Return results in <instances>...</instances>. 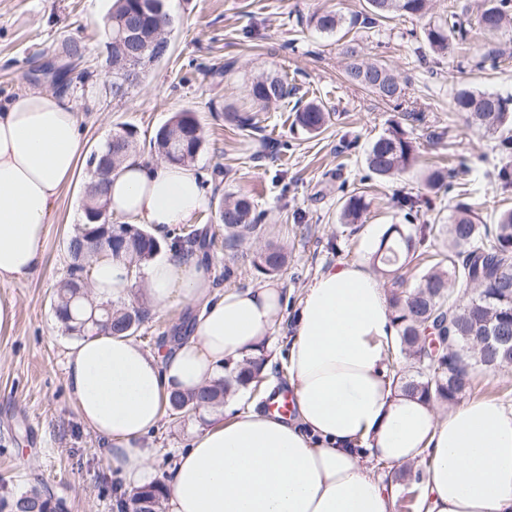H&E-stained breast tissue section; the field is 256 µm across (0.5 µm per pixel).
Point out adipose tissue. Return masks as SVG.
<instances>
[{
	"label": "adipose tissue",
	"mask_w": 512,
	"mask_h": 512,
	"mask_svg": "<svg viewBox=\"0 0 512 512\" xmlns=\"http://www.w3.org/2000/svg\"><path fill=\"white\" fill-rule=\"evenodd\" d=\"M72 101L29 90L0 98V281L19 282L43 260L48 226L79 170ZM113 213L156 233L186 224L210 193L192 166L130 157L111 174ZM135 269L102 258L97 298L127 294ZM150 305L178 297L199 307L186 341L150 352L125 336L78 341L65 363L81 422L101 441L125 489L154 480L152 431L172 394L219 379L225 363L270 348L284 294L275 282L216 293L199 255L171 252L147 270ZM397 329L381 281L362 262L323 270L297 312L288 354L295 415L210 411L165 483L167 512H394L396 482L367 459L400 466L428 458L421 512H512V411L475 400L436 413L394 390L388 349Z\"/></svg>",
	"instance_id": "1"
}]
</instances>
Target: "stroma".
Wrapping results in <instances>:
<instances>
[{
	"mask_svg": "<svg viewBox=\"0 0 512 512\" xmlns=\"http://www.w3.org/2000/svg\"><path fill=\"white\" fill-rule=\"evenodd\" d=\"M461 2L433 0L426 19L402 17L377 32L356 27L327 35L307 27L306 18L331 10L348 19L361 11L364 0H166L174 19L167 56L116 99L106 74L105 22L112 0H0V97L30 90L27 73L37 54L74 37L85 46L84 66L90 73L86 80H74L71 96L82 156L98 149L119 126H130L137 139L147 140L176 113H195L206 137L195 164L212 199L245 195L264 213L260 236L232 252L224 248V227L214 207L194 217L193 226L208 227L215 235L208 265L216 291L264 282L252 260L267 244L288 254L278 277L287 303L273 339L275 355L250 396L260 408L269 390L288 386L284 356L295 313L319 272L370 259L384 231L405 223L397 204L403 194L418 196L419 223L448 219L458 191L428 188L423 166L465 160L472 169V191L486 201L480 212L484 223H494L497 209L512 204V186L502 187L493 178L503 164L498 134L467 124L465 114L453 109V96L464 86L512 95V32L492 36L477 28L474 7L480 0H469L474 27L466 51L454 48L437 57L418 36L425 21L439 20ZM351 45L361 59L393 70L404 88V108L346 81L345 50ZM491 51L500 56L497 67L476 69L475 60ZM262 72L287 75L296 97L259 111V132L233 129L224 120L225 105L249 110L246 86ZM300 99L321 101L334 112L323 134L306 135L292 123ZM408 108L425 115L413 130L423 146L420 167L388 180L367 179L366 149L390 123L402 121ZM263 135L287 142V151L262 148ZM89 180V171H82L63 189L39 271L19 283L0 282V297L15 304L13 326L0 328V495L39 485L64 502V512H117L115 498L123 480L76 414L64 366L77 338L57 321L52 305L57 284L69 273L66 241L84 221L81 201ZM360 191L370 202L367 213L357 225L342 223L345 199ZM228 264L236 273L221 279ZM190 314V305L172 301L150 313L134 339L156 350L165 335L187 324ZM205 423L200 412L161 419L150 463L156 480L168 478L191 432Z\"/></svg>",
	"mask_w": 512,
	"mask_h": 512,
	"instance_id": "stroma-1",
	"label": "stroma"
}]
</instances>
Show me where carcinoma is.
<instances>
[{
	"label": "carcinoma",
	"mask_w": 512,
	"mask_h": 512,
	"mask_svg": "<svg viewBox=\"0 0 512 512\" xmlns=\"http://www.w3.org/2000/svg\"><path fill=\"white\" fill-rule=\"evenodd\" d=\"M431 0H365L361 18L374 28L397 17H424ZM131 13L143 16L142 34L147 48L136 62L133 79L126 83L112 74V96L123 97L141 81V75L168 53L172 19L164 9V0H113L107 19L106 49L114 61L129 55L126 43L116 40L121 22ZM464 13L453 11L449 18L428 25L422 38L435 54H445L451 42L463 48L470 29L464 25ZM316 30L332 34L343 25V18L332 11L317 12L308 19ZM480 28L496 35L512 26V0H484L478 19ZM84 47L74 38L43 55L84 62ZM352 62L347 66L348 81L382 100L400 107L403 88L393 71L384 64L364 63L355 47L347 50ZM288 83L274 74L260 75L248 86V95L260 110L288 98ZM458 112L467 114L473 124L489 133H501L500 152L505 159L497 179L512 186V135L505 133L512 124V98H503L471 87L460 88L454 98ZM333 113L319 101L308 102L295 113V124L308 134L318 135L331 123ZM224 120L239 131L257 128L256 115L233 108L224 110ZM205 146L203 127L190 111L174 115L149 141L141 144L136 132L125 125L117 128L105 143L88 158L91 174L86 186L83 213H98L102 220L78 225L67 248L72 259L69 277L54 293L53 308L57 320L72 334L84 336L90 331L132 336L144 322L147 309L126 306L92 294L90 271L99 258L92 244L109 234L115 245L106 249L114 259H124L142 274L147 264L171 242L187 251L209 258L214 238L208 230L176 228L158 237L142 224H114L105 201L106 177L100 174L107 165L114 172L136 153H148L168 163L186 165L195 161ZM421 144L412 132L396 122L378 136L365 152L369 173L378 178L394 177L420 162ZM453 167L427 168V183L441 188L456 177ZM364 193L349 196L342 205L346 224H357L368 210ZM480 203L460 201L446 224H420L412 229L392 224L382 235L372 255V265L390 279L389 309L398 329L400 354L409 365L407 373L391 378L394 389L418 397L426 403L454 406L473 393L475 370L495 372L504 368L496 347L484 336L500 335L512 343V209H504L493 224L480 222ZM219 222L224 224V240L233 247L246 235L261 227L262 214L246 196H225L217 202ZM442 236L448 242L438 261L424 248L430 238ZM287 256L279 247L268 245L253 260L255 269L268 276L281 273ZM263 360L224 365V378L203 387L191 396L170 398L169 411H192L205 405L218 406L224 397L241 389L254 390L260 383ZM137 496L151 501L165 499L164 484L155 481L137 489ZM62 503L52 499L41 487L30 485L0 497V512H60Z\"/></svg>",
	"instance_id": "obj_1"
}]
</instances>
